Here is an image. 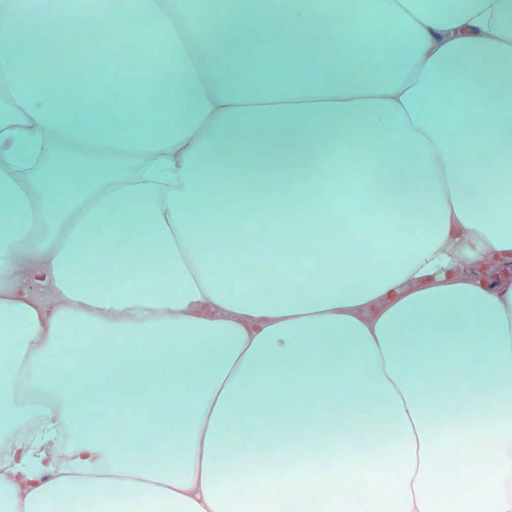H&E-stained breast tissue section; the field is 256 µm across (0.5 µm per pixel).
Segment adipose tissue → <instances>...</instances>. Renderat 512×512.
Listing matches in <instances>:
<instances>
[{"instance_id":"adipose-tissue-1","label":"adipose tissue","mask_w":512,"mask_h":512,"mask_svg":"<svg viewBox=\"0 0 512 512\" xmlns=\"http://www.w3.org/2000/svg\"><path fill=\"white\" fill-rule=\"evenodd\" d=\"M86 16L151 80L109 40L75 79ZM349 154L393 196L375 264L335 221ZM297 241L303 287L240 279ZM510 260L512 0H0V512H353L384 469L387 512H512ZM88 338L111 357L69 360ZM107 37V32L96 27H77L73 33L72 40L62 48V58L77 66V74L84 80H92L94 74L87 68L81 66L82 53L92 48Z\"/></svg>"}]
</instances>
